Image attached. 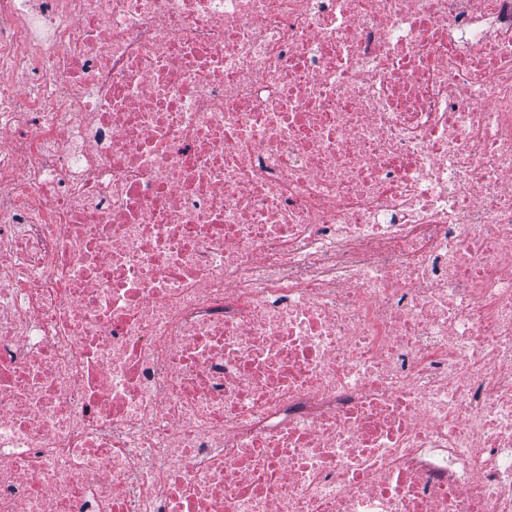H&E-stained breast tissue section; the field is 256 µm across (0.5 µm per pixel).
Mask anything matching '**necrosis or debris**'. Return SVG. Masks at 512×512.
Returning a JSON list of instances; mask_svg holds the SVG:
<instances>
[{
  "label": "necrosis or debris",
  "mask_w": 512,
  "mask_h": 512,
  "mask_svg": "<svg viewBox=\"0 0 512 512\" xmlns=\"http://www.w3.org/2000/svg\"><path fill=\"white\" fill-rule=\"evenodd\" d=\"M0 512H512V0H0Z\"/></svg>",
  "instance_id": "necrosis-or-debris-1"
}]
</instances>
